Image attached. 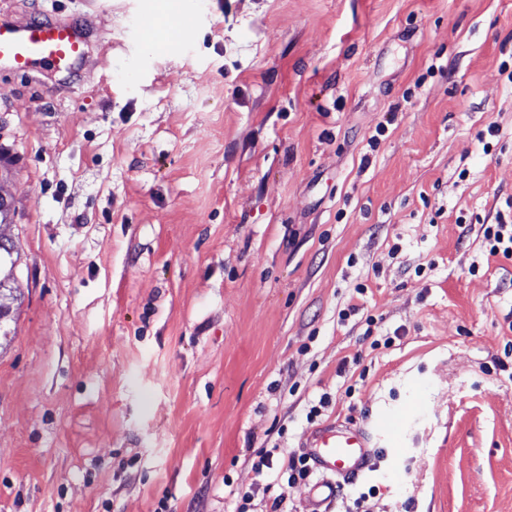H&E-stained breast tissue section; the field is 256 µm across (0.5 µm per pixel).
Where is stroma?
Listing matches in <instances>:
<instances>
[{"label":"stroma","mask_w":512,"mask_h":512,"mask_svg":"<svg viewBox=\"0 0 512 512\" xmlns=\"http://www.w3.org/2000/svg\"><path fill=\"white\" fill-rule=\"evenodd\" d=\"M162 3L0 0L93 41L0 73V512H315L258 451L414 401L324 512H512V0ZM485 237L490 243L488 254L497 256L502 254L505 259H512V225L506 224L501 219L495 227L489 226L485 229ZM14 280L11 273V266L7 264L6 262L2 263L0 262V332H7L9 334L10 331H8V322L12 319V300H14V293L16 291H19L20 288H15L13 286ZM8 290L6 288H12L10 289L11 293L7 294L4 290Z\"/></svg>","instance_id":"obj_1"}]
</instances>
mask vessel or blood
<instances>
[{"instance_id":"1","label":"vessel or blood","mask_w":512,"mask_h":512,"mask_svg":"<svg viewBox=\"0 0 512 512\" xmlns=\"http://www.w3.org/2000/svg\"><path fill=\"white\" fill-rule=\"evenodd\" d=\"M88 42L87 31L68 22L23 24L0 18V72L40 66L71 70L83 58ZM407 418L404 412L381 413L365 427L332 423L306 434L302 446L322 475L312 489L318 503L335 496V477L352 480L363 474L379 443L395 446Z\"/></svg>"}]
</instances>
